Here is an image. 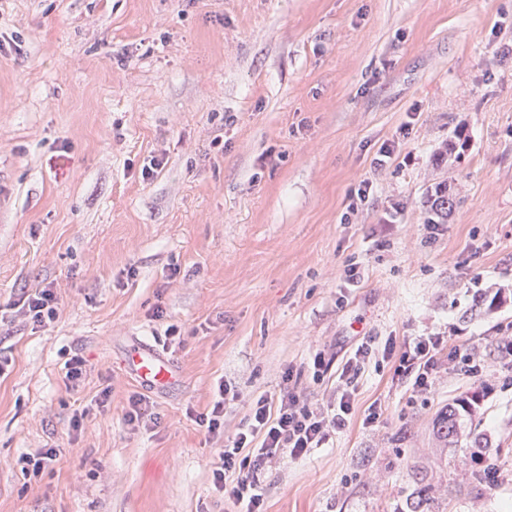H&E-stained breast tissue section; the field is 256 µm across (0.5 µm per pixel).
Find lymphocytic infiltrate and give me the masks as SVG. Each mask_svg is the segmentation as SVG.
<instances>
[{"instance_id": "lymphocytic-infiltrate-1", "label": "lymphocytic infiltrate", "mask_w": 512, "mask_h": 512, "mask_svg": "<svg viewBox=\"0 0 512 512\" xmlns=\"http://www.w3.org/2000/svg\"><path fill=\"white\" fill-rule=\"evenodd\" d=\"M376 356L392 363L393 382L414 394L430 393L442 369L470 377L482 370L474 347L452 346L447 337L432 334L406 339L400 345L389 339L379 350L372 340H362L343 359L333 396L323 406L298 393L293 373H286L279 395L254 399L244 427L219 451L213 483L234 512H264L258 473L269 460L284 454L293 459L307 456L345 429L354 411L358 379Z\"/></svg>"}]
</instances>
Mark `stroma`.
Segmentation results:
<instances>
[{"mask_svg":"<svg viewBox=\"0 0 512 512\" xmlns=\"http://www.w3.org/2000/svg\"><path fill=\"white\" fill-rule=\"evenodd\" d=\"M442 187L456 205L435 225ZM41 288L59 299L46 326L23 308ZM510 333L512 0H0V512H229L212 471L254 398L293 370L325 402L316 350L430 334L477 346L482 374L441 372L414 402L368 363L331 447L267 465L264 508L405 512L420 478L436 512H505ZM134 343L178 385L141 389L120 365ZM220 380L239 398L215 437L194 417ZM472 395L501 449L490 484L468 436L432 441L436 412Z\"/></svg>","mask_w":512,"mask_h":512,"instance_id":"1","label":"stroma"}]
</instances>
